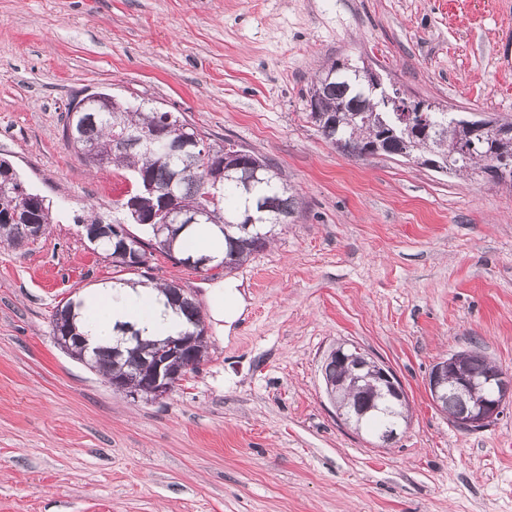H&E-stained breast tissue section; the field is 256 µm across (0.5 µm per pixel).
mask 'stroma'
I'll use <instances>...</instances> for the list:
<instances>
[{
  "instance_id": "1",
  "label": "stroma",
  "mask_w": 512,
  "mask_h": 512,
  "mask_svg": "<svg viewBox=\"0 0 512 512\" xmlns=\"http://www.w3.org/2000/svg\"><path fill=\"white\" fill-rule=\"evenodd\" d=\"M328 59L512 122V0H0V159L53 215L37 242L0 246V512H512V403L465 431L425 390L473 348L512 373V184L339 151L305 117ZM83 90L266 157L300 201L230 273L243 314L160 400L113 391L53 338L58 304L120 275L75 215L139 230L113 207L132 175L89 170L64 138ZM146 277L204 310L218 282L159 253ZM341 343L408 394L386 447L326 393Z\"/></svg>"
}]
</instances>
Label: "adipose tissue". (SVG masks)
<instances>
[{"label":"adipose tissue","mask_w":512,"mask_h":512,"mask_svg":"<svg viewBox=\"0 0 512 512\" xmlns=\"http://www.w3.org/2000/svg\"><path fill=\"white\" fill-rule=\"evenodd\" d=\"M84 315L81 330L90 346L113 342L115 323L127 322L142 338L162 339L185 329L179 310L167 305L163 294L152 285L93 288L82 294Z\"/></svg>","instance_id":"adipose-tissue-1"}]
</instances>
